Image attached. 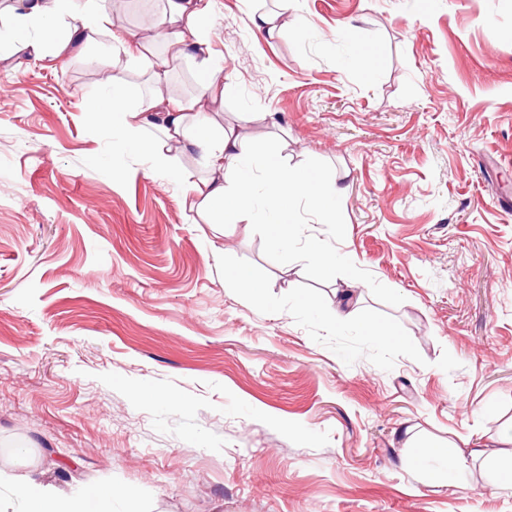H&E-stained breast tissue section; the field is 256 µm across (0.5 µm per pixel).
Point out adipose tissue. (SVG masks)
Listing matches in <instances>:
<instances>
[{"instance_id": "1", "label": "adipose tissue", "mask_w": 512, "mask_h": 512, "mask_svg": "<svg viewBox=\"0 0 512 512\" xmlns=\"http://www.w3.org/2000/svg\"><path fill=\"white\" fill-rule=\"evenodd\" d=\"M106 0H10L7 25L0 27V51L22 52L29 60L62 58L73 42L95 46L102 58L120 66L121 58L142 49L135 32L114 28ZM166 7L153 24L164 32L165 53L148 59L147 82L151 96L136 106L126 103L128 87L120 74L109 79L107 96L90 106V113L108 123L113 133L134 142L151 167L170 168L173 156L193 154L198 172L176 171L185 186L191 212L208 224H236L249 216L251 178L245 160L251 149L235 130L216 125L211 113L224 100L227 85L224 64L212 56L197 63L199 96L184 101L164 95L161 86L173 58L190 56L201 44L200 32L212 11V0H165ZM261 169L270 188L273 206L305 198L317 208L335 203L343 187L327 182L319 173L288 169L277 153L263 157ZM34 512H85L40 483L24 479L15 486Z\"/></svg>"}]
</instances>
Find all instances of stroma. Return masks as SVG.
Wrapping results in <instances>:
<instances>
[{
  "label": "stroma",
  "instance_id": "obj_1",
  "mask_svg": "<svg viewBox=\"0 0 512 512\" xmlns=\"http://www.w3.org/2000/svg\"><path fill=\"white\" fill-rule=\"evenodd\" d=\"M271 5L204 37L219 121L345 188L279 241L84 112L96 48L0 61V512L23 476L87 512H512L502 461L441 454L512 427V0H296L267 40ZM106 7L140 34L161 2ZM276 2L275 8L257 13L253 17L255 29L268 39H274L280 35L288 19V13H292L298 25L306 24L305 17L295 13L294 0H276Z\"/></svg>",
  "mask_w": 512,
  "mask_h": 512
}]
</instances>
